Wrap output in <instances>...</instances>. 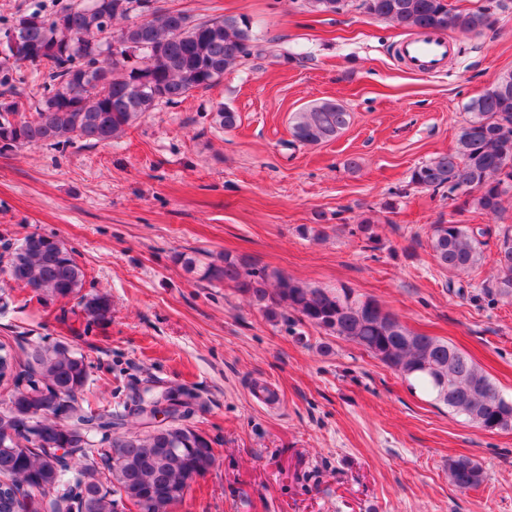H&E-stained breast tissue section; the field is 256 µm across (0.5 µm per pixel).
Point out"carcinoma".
<instances>
[{"label":"carcinoma","instance_id":"cac0c4a2","mask_svg":"<svg viewBox=\"0 0 512 512\" xmlns=\"http://www.w3.org/2000/svg\"><path fill=\"white\" fill-rule=\"evenodd\" d=\"M346 0H304L308 13L337 14ZM365 11L405 31H456L480 36L507 0H483L459 9L450 0H361ZM126 25L116 29L114 23ZM16 51L0 56V153L38 144L83 141L106 145L160 106L181 104L207 91L244 60L266 51L241 16L196 21L157 0H72L52 12L22 15L4 28ZM43 79V94L30 115L22 114L17 85L22 68ZM455 146L415 167L409 184L432 192L460 212L474 209L496 217L512 192V71L466 104ZM239 113L221 107L215 123L235 129ZM351 113L340 103H314L293 114L291 143L317 145L338 137ZM482 227L440 222L427 247L449 272L484 260ZM494 262L495 287L512 295V226L501 230ZM7 274L36 297L75 298L88 321L111 313L105 295L81 294L85 272L73 251L51 236L33 233L12 252ZM202 278L232 285L271 318L282 310L297 322L362 347L408 380L422 386L448 413L486 431H512V399L465 353L444 339L408 330L388 314L368 310L370 299L346 288L312 286L278 269L259 267L246 256L224 254L207 264ZM0 404V512H116L121 496L140 512H171L182 502L188 478L215 463L212 441L182 422L160 430L114 432L112 414L99 413L82 398L89 364L71 346H20ZM60 448L67 449L63 455ZM461 490L484 481L468 457L448 464Z\"/></svg>","mask_w":512,"mask_h":512}]
</instances>
